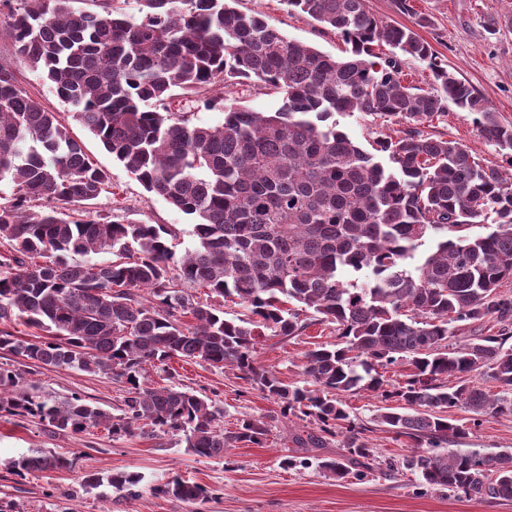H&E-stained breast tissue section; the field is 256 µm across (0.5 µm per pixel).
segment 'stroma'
<instances>
[{
    "instance_id": "1",
    "label": "stroma",
    "mask_w": 512,
    "mask_h": 512,
    "mask_svg": "<svg viewBox=\"0 0 512 512\" xmlns=\"http://www.w3.org/2000/svg\"><path fill=\"white\" fill-rule=\"evenodd\" d=\"M412 13L400 12L397 0H367L375 17L409 28L428 42L439 61L458 79L472 86L497 112L512 123V0H410ZM237 7L256 11L290 38L319 51L341 55L344 44L337 35L322 29L310 17L288 12L281 0H239ZM428 19L418 25V16ZM495 20L496 33L486 23ZM9 6L0 7V65L14 73L19 84L49 110L60 113L71 136L79 141L89 160L107 171L110 186L94 201L99 211H110L129 220L174 226L177 253L193 248L191 220L159 196L148 193L108 153L97 137L75 120L70 107L55 94L37 71L13 54L5 29ZM435 134L465 144L484 163L506 167L507 158L476 130L470 112L449 106L448 115L436 125ZM334 336L314 325L294 340L265 338L256 347L257 364L270 368L286 383L300 381V361L311 344L333 341ZM175 382L216 399L231 423L243 416H273L271 430L259 445L228 450L224 457L202 459L186 448L180 438L134 432L112 435L104 427L77 434L52 435L33 417H0V501L11 502L17 512H189L169 497L150 493L152 485L178 477L206 486L212 497L205 512H512V500L480 503L439 491L423 492L416 478L401 472L386 477L375 471L364 479H342L320 469L319 461L339 458L341 439L325 448H300L294 434L306 430L300 420L280 418L279 408L253 389L236 371L172 360ZM27 383L39 394L58 399L81 396L85 402L115 414L123 404L126 385L104 374L56 368L31 367ZM459 447L484 452L512 451V418H484ZM51 450L73 458L72 468L33 474L14 472L12 463L37 450ZM285 456L308 459V466L285 468ZM127 471L142 478L139 497L118 498L111 486L86 488L88 473L109 477Z\"/></svg>"
}]
</instances>
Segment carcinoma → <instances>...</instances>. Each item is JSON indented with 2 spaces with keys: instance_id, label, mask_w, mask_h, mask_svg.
Segmentation results:
<instances>
[{
  "instance_id": "carcinoma-1",
  "label": "carcinoma",
  "mask_w": 512,
  "mask_h": 512,
  "mask_svg": "<svg viewBox=\"0 0 512 512\" xmlns=\"http://www.w3.org/2000/svg\"><path fill=\"white\" fill-rule=\"evenodd\" d=\"M7 36L14 55L40 72L58 98L145 189L192 217L196 245L177 258L163 224L125 222L85 208L109 187L60 117L30 97L0 66V183L14 185L0 206V349L20 359L0 365V413L37 417L52 434L103 426L112 435L140 425L178 436L200 458L260 445L269 424L244 417L224 426V410L175 384L151 387L145 367L174 358L230 367L280 407L307 421L302 448L344 435L341 458L321 462L338 479L372 470L367 424L354 422L338 393H376L372 421L407 442L385 462L418 485L478 501L512 500V452L455 448L482 418L512 417V336H476L453 348V324L512 320V171L481 163L462 144L423 127L448 102L474 115L478 133L512 165V124L437 61L411 29L385 23L367 0H283L341 37L333 57L283 34L237 0H136L140 19L91 0H20ZM386 44L389 54L373 46ZM427 64L435 85L406 84L398 55ZM250 79L279 96L273 112H253L224 92V121L196 125L166 107ZM375 115L400 126L371 153L334 115ZM493 219L497 230L466 233ZM435 246L416 258L425 239ZM112 254L97 262L90 255ZM86 257L77 261L73 256ZM206 289L249 315L226 319ZM22 322L46 333L15 336ZM336 341L303 353V385L284 383L255 362L263 337L295 339L312 325ZM110 374L128 384L120 414L78 396L56 401L24 386L23 362ZM405 365L387 389L380 370ZM501 388L490 396L478 381ZM465 408L472 425L452 417ZM38 451L16 472L71 468ZM119 497L140 495L141 476L107 478ZM155 496L195 506L212 499L174 478Z\"/></svg>"
}]
</instances>
